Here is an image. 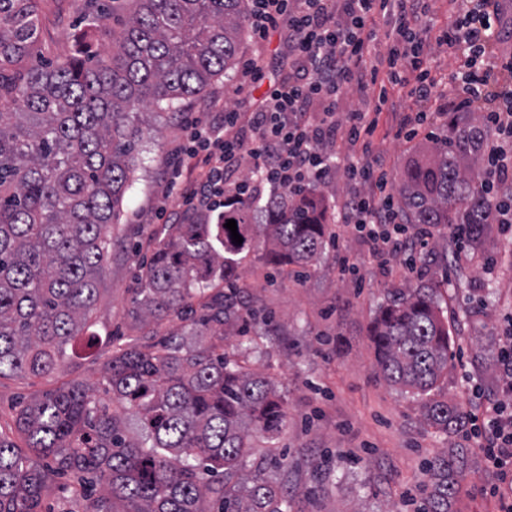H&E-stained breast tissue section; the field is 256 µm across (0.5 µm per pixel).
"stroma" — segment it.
I'll use <instances>...</instances> for the list:
<instances>
[{"instance_id": "1", "label": "stroma", "mask_w": 512, "mask_h": 512, "mask_svg": "<svg viewBox=\"0 0 512 512\" xmlns=\"http://www.w3.org/2000/svg\"><path fill=\"white\" fill-rule=\"evenodd\" d=\"M432 10L423 51L437 80L433 97L423 103L407 90L389 89L394 109L379 114L372 138L371 157L383 164L396 191L409 165L448 134L447 118L438 117L413 139L395 135L401 117L434 110L441 103L459 66L456 53L438 41L441 31L455 23L459 8L454 0H433ZM81 17L80 0H41L45 57L68 53L67 34ZM277 46L274 40L258 46L248 38L242 42L240 62L256 51L264 55L262 81L241 86L239 62L202 93L183 100L179 111L151 114V130L131 161L133 183L110 227L112 253L88 324L50 375L0 377V432L13 434L20 408L34 396L76 381L99 386L112 356L113 337L126 344L143 342L147 328L131 304L138 263L149 258L148 244L162 227L159 209L179 223L189 221L180 212L178 196L168 191L170 181L190 182L200 176L199 170L178 166L187 124L194 119L211 122L225 107L247 110L261 98L279 75ZM325 191L332 229L339 234L335 247L326 249L303 278L244 269L241 283L259 312L255 331L261 344L251 348L237 336L224 340L225 352L268 376L287 406V423L276 448H267L261 435L252 436L251 463L286 455L287 468L269 467L263 476L289 489L296 512H420L426 462L459 445L467 448L469 464L450 512H496L498 502L487 493L495 477L474 440L431 427L416 397L378 376L367 327L387 293L436 287L452 352L463 358L441 380L440 395L467 412L500 396L505 380L497 356L506 329L512 328V238L491 228L482 245L466 247L457 265L450 228L442 224L433 228L411 271L401 257H374L369 243L337 224L338 212L353 192L344 172H337ZM343 254L358 265V275L338 273L336 261ZM91 484L86 477L52 476L43 493V512H86Z\"/></svg>"}]
</instances>
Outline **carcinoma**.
Returning a JSON list of instances; mask_svg holds the SVG:
<instances>
[{"label": "carcinoma", "instance_id": "1", "mask_svg": "<svg viewBox=\"0 0 512 512\" xmlns=\"http://www.w3.org/2000/svg\"><path fill=\"white\" fill-rule=\"evenodd\" d=\"M84 0L70 53L42 60L39 0H0V376L51 372L99 298L112 240L107 228L132 185L130 159L143 133L131 121L153 105L175 111L236 61L248 0H132L115 30ZM481 131L450 135L407 170L400 190L416 224H467L477 243L493 223L490 195L471 161ZM317 190H286L257 218L249 197L191 224H166L131 299L151 326L148 341L112 351L102 385L136 410L144 438L127 434L97 390L83 382L31 399L15 419L28 451L0 433V512H38L52 475L93 474L101 490L86 512H292L276 484L242 478L251 433L273 441L287 420L273 382L246 371L213 342L246 336L257 312L244 300L240 268L264 235L261 268L305 269L331 232ZM237 224L242 244L224 227ZM189 320L192 349L162 331ZM379 376L421 399L424 420L444 433L466 416L440 397L452 354L448 322L427 286L380 305L368 328ZM468 460L448 448L426 466L423 512H448ZM120 501L124 508L115 509Z\"/></svg>", "mask_w": 512, "mask_h": 512}]
</instances>
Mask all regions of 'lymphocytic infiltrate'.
Masks as SVG:
<instances>
[{
	"mask_svg": "<svg viewBox=\"0 0 512 512\" xmlns=\"http://www.w3.org/2000/svg\"><path fill=\"white\" fill-rule=\"evenodd\" d=\"M493 2L461 0L458 23L440 40L465 58L451 77L456 111L480 113L483 127L498 135L485 146L483 185L502 231L512 234V62L488 50L500 21ZM430 10L429 0H252L251 36L263 43L279 35L283 72L252 111L228 108L221 122L191 125L183 161L203 174L178 190L187 211L211 214L223 208L225 197L250 194L244 182L229 180L244 155L253 159L258 183L275 189L300 191L326 182L332 160L325 147L341 139L351 147L342 168L356 186L340 213L342 225L365 236L375 255L414 259L428 231L412 232L402 223L386 175L370 158L386 91H379L371 109L352 110L341 120L336 114L341 90L366 91L372 79L408 89L422 102L432 97V66L420 37ZM378 15L390 20L381 56L371 52L380 36L372 26ZM472 433L498 474L491 490L498 512H512V401L488 400Z\"/></svg>",
	"mask_w": 512,
	"mask_h": 512,
	"instance_id": "1",
	"label": "lymphocytic infiltrate"
}]
</instances>
